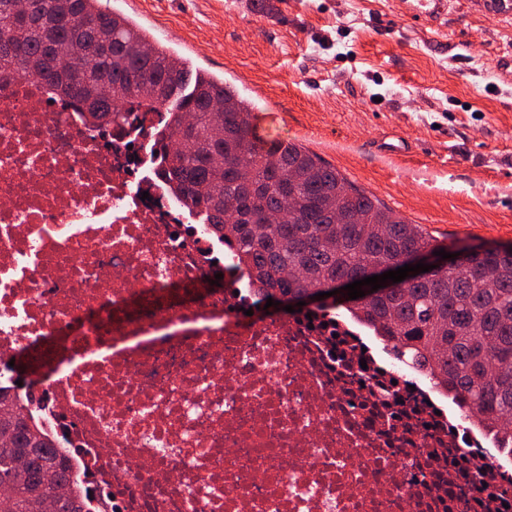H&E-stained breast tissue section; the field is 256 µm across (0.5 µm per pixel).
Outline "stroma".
<instances>
[{"label": "stroma", "instance_id": "obj_1", "mask_svg": "<svg viewBox=\"0 0 512 512\" xmlns=\"http://www.w3.org/2000/svg\"><path fill=\"white\" fill-rule=\"evenodd\" d=\"M452 0L411 32L404 0H103L253 101L264 141L319 155L451 245L512 246V23Z\"/></svg>", "mask_w": 512, "mask_h": 512}]
</instances>
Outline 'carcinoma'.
<instances>
[{"label": "carcinoma", "instance_id": "1", "mask_svg": "<svg viewBox=\"0 0 512 512\" xmlns=\"http://www.w3.org/2000/svg\"><path fill=\"white\" fill-rule=\"evenodd\" d=\"M32 76L101 125L164 112L157 142L174 193L204 212L259 280L295 302L457 252L429 277H407L348 309L377 325L489 431L512 418V249L450 247L357 189L289 141L258 142L253 103L190 59L168 52L101 0H0V79ZM10 512H83L80 490L48 435L0 387V484Z\"/></svg>", "mask_w": 512, "mask_h": 512}]
</instances>
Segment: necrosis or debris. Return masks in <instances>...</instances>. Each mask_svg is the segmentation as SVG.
Instances as JSON below:
<instances>
[{
    "instance_id": "1",
    "label": "necrosis or debris",
    "mask_w": 512,
    "mask_h": 512,
    "mask_svg": "<svg viewBox=\"0 0 512 512\" xmlns=\"http://www.w3.org/2000/svg\"><path fill=\"white\" fill-rule=\"evenodd\" d=\"M0 80V385L90 512H512V453L393 343L268 305L151 150Z\"/></svg>"
}]
</instances>
